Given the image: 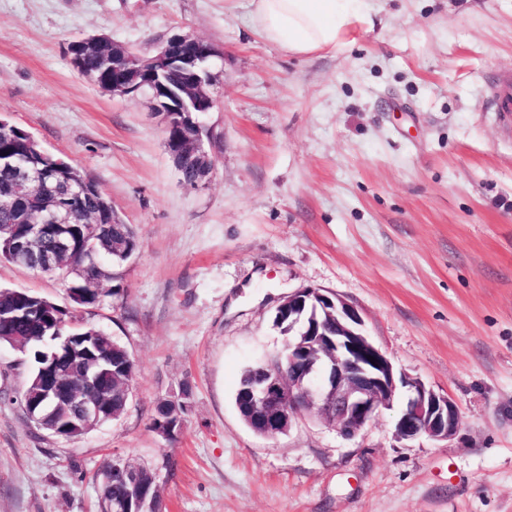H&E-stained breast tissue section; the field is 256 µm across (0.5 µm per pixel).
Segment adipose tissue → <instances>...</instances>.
<instances>
[{
    "label": "adipose tissue",
    "mask_w": 512,
    "mask_h": 512,
    "mask_svg": "<svg viewBox=\"0 0 512 512\" xmlns=\"http://www.w3.org/2000/svg\"><path fill=\"white\" fill-rule=\"evenodd\" d=\"M371 11L367 0H249L255 33L294 56L354 44L372 26Z\"/></svg>",
    "instance_id": "ef3b65f1"
}]
</instances>
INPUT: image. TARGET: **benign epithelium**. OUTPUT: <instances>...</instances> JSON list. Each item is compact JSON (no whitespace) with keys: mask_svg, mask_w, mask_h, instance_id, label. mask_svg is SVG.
Here are the masks:
<instances>
[{"mask_svg":"<svg viewBox=\"0 0 512 512\" xmlns=\"http://www.w3.org/2000/svg\"><path fill=\"white\" fill-rule=\"evenodd\" d=\"M218 56L208 42L189 35L169 37L151 58L144 59L127 48L112 50V94H149L155 109L165 117V144L181 185L198 189L210 182L214 159L204 139V125L192 117L214 110L218 100L209 91V62ZM160 71H177L185 79L180 92L154 80ZM319 306L336 324V335L322 338L315 328L294 339L288 367L267 373L247 392L258 434L274 437L285 432L292 417L309 411L328 421L346 437L355 436L392 406L397 385L407 388L406 402L394 426L396 439L426 437L432 441L453 438L459 429L454 401L416 378L396 377L386 354L364 333V321L352 305L319 288H302L288 296L281 311L288 317L307 305ZM80 380L74 384L47 370L26 396L34 408L32 421L41 429L53 425L56 412L76 405L85 425L112 418L102 398L112 387L103 379L99 362L78 359Z\"/></svg>","mask_w":512,"mask_h":512,"instance_id":"obj_1","label":"benign epithelium"}]
</instances>
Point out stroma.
<instances>
[{
    "instance_id": "1",
    "label": "stroma",
    "mask_w": 512,
    "mask_h": 512,
    "mask_svg": "<svg viewBox=\"0 0 512 512\" xmlns=\"http://www.w3.org/2000/svg\"><path fill=\"white\" fill-rule=\"evenodd\" d=\"M371 4L354 46L299 57L250 29L247 0H0V114L141 245L86 316L136 364L119 417L78 439L38 429L16 399L26 357L0 345V512H96L115 458L155 472L162 512H512V121L487 109L491 78L512 77V0ZM176 33L220 52L199 190L148 95L107 92L68 55L105 36L150 58ZM0 288L70 304L58 276L7 261ZM301 288L356 307L396 372L455 401L457 435L397 440L401 389L351 438L305 414L253 433L234 393L281 352L274 310ZM185 381L164 438L152 415Z\"/></svg>"
}]
</instances>
